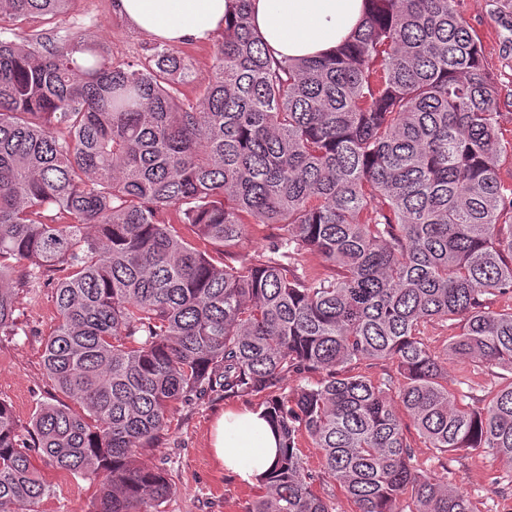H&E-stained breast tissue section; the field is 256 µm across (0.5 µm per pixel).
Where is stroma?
<instances>
[{
	"label": "stroma",
	"instance_id": "stroma-1",
	"mask_svg": "<svg viewBox=\"0 0 512 512\" xmlns=\"http://www.w3.org/2000/svg\"><path fill=\"white\" fill-rule=\"evenodd\" d=\"M113 0H75L61 15L33 22V29L58 38L78 33L95 44L114 64L145 60L152 38L126 24L112 9ZM458 9L480 38L484 64L496 90L501 128L512 141V0H458ZM219 41L180 46L190 77L178 84L183 101L198 100L212 79ZM19 333L0 336V397L11 402L20 423H28L36 406L59 399L60 394L43 365V344L58 322L52 288L24 284L16 288ZM259 396H215L177 407L168 422L166 438L144 452L142 460L167 470L175 487L163 512H245L256 488L238 483L217 466L211 451L215 419L227 407H263ZM448 467L459 488L472 500L475 512H497V499L488 489V477L501 471L492 456H453ZM52 491L39 512H87L96 495L88 481L41 466Z\"/></svg>",
	"mask_w": 512,
	"mask_h": 512
}]
</instances>
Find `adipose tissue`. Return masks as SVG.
<instances>
[{
	"label": "adipose tissue",
	"mask_w": 512,
	"mask_h": 512,
	"mask_svg": "<svg viewBox=\"0 0 512 512\" xmlns=\"http://www.w3.org/2000/svg\"><path fill=\"white\" fill-rule=\"evenodd\" d=\"M233 0H114L130 26L172 46L210 41L224 28ZM365 0H251L255 29L276 57L315 58L352 38ZM213 451L225 474L246 486L279 454L278 438L262 409H227L213 433Z\"/></svg>",
	"instance_id": "1"
}]
</instances>
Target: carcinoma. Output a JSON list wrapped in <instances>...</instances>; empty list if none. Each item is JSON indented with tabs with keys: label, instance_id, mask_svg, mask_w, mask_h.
Listing matches in <instances>:
<instances>
[{
	"label": "carcinoma",
	"instance_id": "carcinoma-1",
	"mask_svg": "<svg viewBox=\"0 0 512 512\" xmlns=\"http://www.w3.org/2000/svg\"><path fill=\"white\" fill-rule=\"evenodd\" d=\"M70 2L0 0L17 29L0 38V336L17 335V269L64 270L43 361L67 398L24 435L0 398V512L50 494L34 453L98 487L88 512H162L173 485L140 456L173 405L212 395L264 396L279 434L247 512H335L326 477L355 512H474L413 462L402 419L442 457L512 470V381L448 380L459 359L512 374V308L488 305L512 293V143L457 0H366L348 43L305 60L274 57L234 0L195 103L164 41L114 66L79 35L25 32ZM254 224L279 234L242 254ZM435 326L456 330L440 349Z\"/></svg>",
	"mask_w": 512,
	"mask_h": 512
}]
</instances>
